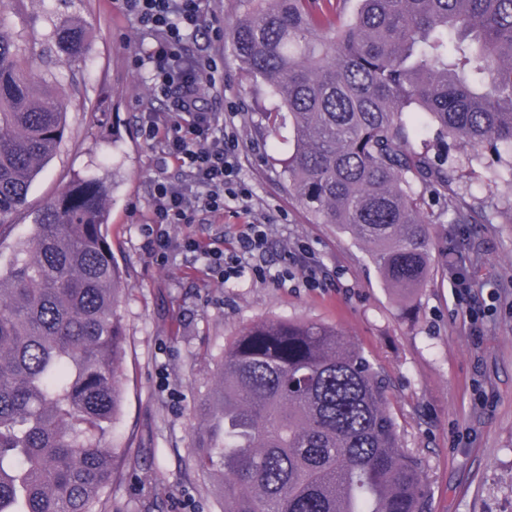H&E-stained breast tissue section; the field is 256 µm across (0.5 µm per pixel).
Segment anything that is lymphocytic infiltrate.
<instances>
[{"label": "lymphocytic infiltrate", "instance_id": "f902f5d3", "mask_svg": "<svg viewBox=\"0 0 512 512\" xmlns=\"http://www.w3.org/2000/svg\"><path fill=\"white\" fill-rule=\"evenodd\" d=\"M132 15L150 45L135 55V67H149L153 106L139 122L146 141L157 147L165 162L176 167L175 181L155 180L148 221L152 224H218L224 219L226 200L247 203L249 192L240 178L239 140L225 131L223 113L213 110L208 97L217 88V57L187 56L185 41L200 32L207 15L204 0H115ZM265 225L247 222L236 251L200 248L183 241L190 252H201L206 266L225 281L242 271L243 258L262 256L267 250Z\"/></svg>", "mask_w": 512, "mask_h": 512}]
</instances>
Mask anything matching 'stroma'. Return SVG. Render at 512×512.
<instances>
[{
  "instance_id": "obj_1",
  "label": "stroma",
  "mask_w": 512,
  "mask_h": 512,
  "mask_svg": "<svg viewBox=\"0 0 512 512\" xmlns=\"http://www.w3.org/2000/svg\"><path fill=\"white\" fill-rule=\"evenodd\" d=\"M91 23V51L68 61L57 48L37 59L73 75L56 92L67 103L63 140L30 187L26 207L0 230V266L29 233L40 208L79 178L111 185L108 242L126 288L117 313L127 335L122 403L108 441L120 473L106 512H221L206 474L193 465L196 406L214 382L224 347L260 320L335 326L362 346L388 381L401 443L416 455L428 484L431 512H512V224H452L448 191L424 190L432 272L410 297L388 289L364 246L331 224H319L288 194L280 165L291 148L288 128L273 131L270 103L258 94L231 39L212 43L223 59L224 93L214 105L233 115L251 191V215L229 202L220 224H176L177 238L232 247L247 217L267 221L264 272L245 271L220 283L193 253L153 259L145 227L151 179L178 170L162 166L143 140L139 113L151 102L147 73L131 57L148 40L109 0H19L17 31L43 39L52 21ZM493 155L457 166L452 188L481 199L512 198V185L492 179ZM307 246L320 261L319 286L278 273L284 251ZM455 252L471 281L459 299L445 263ZM486 315L473 322L471 311Z\"/></svg>"
}]
</instances>
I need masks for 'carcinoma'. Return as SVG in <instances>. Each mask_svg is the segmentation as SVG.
<instances>
[{"label": "carcinoma", "instance_id": "cac0c4a2", "mask_svg": "<svg viewBox=\"0 0 512 512\" xmlns=\"http://www.w3.org/2000/svg\"><path fill=\"white\" fill-rule=\"evenodd\" d=\"M248 2L233 49L291 129L288 194L413 293L432 271L419 183L448 187L452 222L489 221L485 201L450 189L449 155L414 148L416 128L435 124L470 163L493 154L512 182V0H358L350 17L347 0ZM47 38L73 61L92 47L82 19ZM57 83L1 17L0 227L63 138ZM110 192L73 181L0 269V512H105L126 353ZM197 412V464L224 512H428L384 375L333 327H245Z\"/></svg>", "mask_w": 512, "mask_h": 512}]
</instances>
